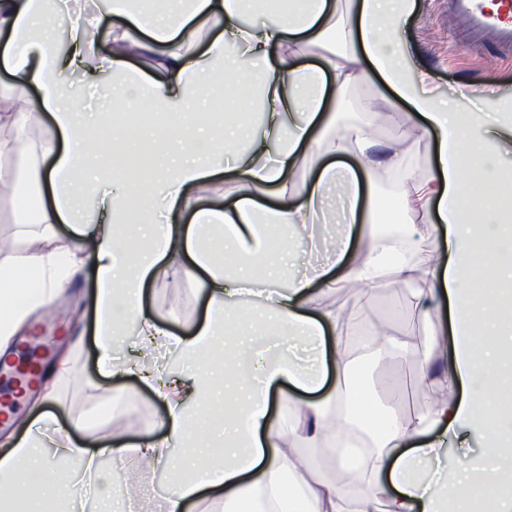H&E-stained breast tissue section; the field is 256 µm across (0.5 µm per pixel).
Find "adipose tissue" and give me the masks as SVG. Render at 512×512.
<instances>
[{
  "label": "adipose tissue",
  "mask_w": 512,
  "mask_h": 512,
  "mask_svg": "<svg viewBox=\"0 0 512 512\" xmlns=\"http://www.w3.org/2000/svg\"><path fill=\"white\" fill-rule=\"evenodd\" d=\"M133 2L109 0L108 8L87 13L82 0H0V65L11 76L0 85V128L13 133L0 139V185L13 190L21 235L50 236L63 223L76 236L68 246L0 260V294L7 297L0 304V358L34 312L50 308L75 277L90 278L98 368L120 372L112 352L126 339V323H137V354L149 360L140 376L167 403L158 420L163 434L92 451L34 402L28 426L0 439L6 512H66L63 496L74 477L92 480L98 512H122L100 456L133 466L167 458L190 429L187 397L215 391L214 351L250 322L260 338L289 342L288 352L247 383L244 406L226 425L232 437L223 461L181 478L168 512H192L203 494L222 502L224 512H353L347 493L318 476L312 457L284 454L269 405L281 381L303 394L294 403L295 437L308 449L328 447L343 471L362 463L383 512H512V466L502 461L501 441L512 431V412H499L493 400L512 392V324L502 316L512 289V196L471 193L494 183L498 156L512 151V119L485 123L457 111L433 75L409 63L404 33L417 0H155L151 11L135 10ZM309 45L326 49L319 67L300 62ZM77 75L106 85L113 113L143 101L169 124L162 147L144 133L136 187L114 177L132 148L120 127L112 129L111 158L91 150L81 90L72 83ZM221 75L234 77L237 94L256 89L260 120L228 125L208 112L212 82ZM376 77L410 106L419 132L437 148L422 180L392 155L387 166L399 184L385 196L377 193L369 124L340 126L325 114L328 81L343 89ZM31 87L36 97H27ZM43 114L51 134L34 146L26 130ZM59 139L66 146L60 154ZM343 155L354 164L340 163ZM226 170L223 193L201 206L205 187ZM419 210L437 213L438 224L423 231L442 234L438 251L419 247L415 261L396 263L391 236L352 250L363 221L396 224ZM272 224L300 229L312 262L264 311L237 310L239 297L266 284L250 267L266 257L264 232ZM327 224L340 227L335 241L323 234ZM215 226L225 259L247 258L248 268L233 276L215 270L203 247L204 230ZM478 267L483 284L474 289L469 281ZM162 274L198 280L206 292V320L191 336L141 316L144 283ZM421 276L430 279L437 309L450 314L448 382L462 395L405 417L379 408L352 353L369 344L378 356L403 358L411 344L369 328L359 308H330L321 297L345 283L408 285ZM168 346L180 352L185 379L172 378L155 358ZM354 423L374 441L358 459L348 446ZM466 428L485 433L483 462L445 482L436 465L440 450ZM58 458L76 461L71 475L56 476Z\"/></svg>",
  "instance_id": "1"
}]
</instances>
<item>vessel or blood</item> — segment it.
<instances>
[{
	"label": "vessel or blood",
	"mask_w": 512,
	"mask_h": 512,
	"mask_svg": "<svg viewBox=\"0 0 512 512\" xmlns=\"http://www.w3.org/2000/svg\"><path fill=\"white\" fill-rule=\"evenodd\" d=\"M450 3L472 42L490 38L499 46L512 49V0H498L493 10L485 6L484 0H450Z\"/></svg>",
	"instance_id": "1"
}]
</instances>
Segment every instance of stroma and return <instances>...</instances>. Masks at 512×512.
<instances>
[{
	"instance_id": "35a3bbf8",
	"label": "stroma",
	"mask_w": 512,
	"mask_h": 512,
	"mask_svg": "<svg viewBox=\"0 0 512 512\" xmlns=\"http://www.w3.org/2000/svg\"><path fill=\"white\" fill-rule=\"evenodd\" d=\"M411 61L429 68L440 89L465 85L469 95L461 99L459 109L475 113L478 119L493 120L498 116L488 93L512 95V53H505L493 44L469 45L461 21L448 10V0H418V10L409 23L407 33ZM328 111L334 112L337 124L364 117L367 110L390 113L385 126L374 128L376 159H386L391 151H399L403 163L416 178L427 177L434 161L436 148L426 137L413 133L416 122L410 107L398 101L382 81L356 84L344 91L329 90ZM12 219V197L9 189L0 186V241L16 240L21 251L49 250L70 243L73 233L69 225L59 224L51 238L30 236L15 239ZM430 282L417 279L412 286L361 287L344 285L323 296L330 307L354 305L359 307L365 321L372 326L386 325L389 334L411 341L416 354L407 359L388 360L370 369L373 386L382 406L388 410L414 414L425 412L428 393L418 387L417 377L426 352V341L441 313L431 300ZM92 286L84 280L75 281L54 306L51 319L36 322L48 343H59L62 349H73L71 371L61 383L51 402L62 423L78 442L91 447L134 444L146 439L156 430L159 416L165 412L163 403L142 383L139 376L123 372L103 376L97 366V351L93 335ZM419 294L425 306L417 312L411 296ZM146 317L155 320L174 334L188 336L204 321L205 294L197 282L186 278H163L147 283L143 297ZM123 395L129 405L121 412H110L111 398ZM194 417L193 430L209 436L207 451L200 462L222 456L224 440L222 423L231 417L235 406L222 403L214 407L188 400ZM102 471L111 477L115 494L142 484H151L153 503L162 506L177 489V480L167 464L154 471L144 472L124 465L118 459L103 457Z\"/></svg>"
}]
</instances>
